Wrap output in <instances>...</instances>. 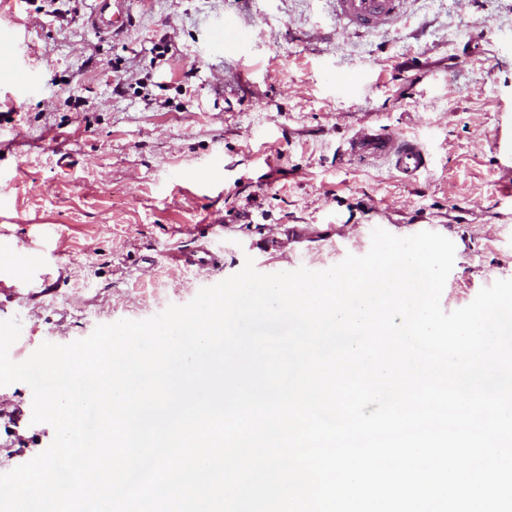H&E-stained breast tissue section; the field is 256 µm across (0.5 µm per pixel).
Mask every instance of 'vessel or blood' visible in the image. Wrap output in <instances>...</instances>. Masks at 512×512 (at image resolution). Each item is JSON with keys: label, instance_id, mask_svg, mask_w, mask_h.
Wrapping results in <instances>:
<instances>
[{"label": "vessel or blood", "instance_id": "vessel-or-blood-1", "mask_svg": "<svg viewBox=\"0 0 512 512\" xmlns=\"http://www.w3.org/2000/svg\"><path fill=\"white\" fill-rule=\"evenodd\" d=\"M337 21L348 29L369 32L396 22L404 13L407 0H329ZM133 0H98V7L90 17V24L99 32L119 35L130 26ZM349 152L360 158L389 160L399 173L414 177L428 170L431 159L417 142L404 140L396 135L366 130L358 132L349 141ZM176 262L183 266L215 269L221 264L219 255L206 248L195 249L191 254H179ZM55 271L43 269L25 281H17L9 269L0 270V295L6 301L20 299L22 290L47 292L56 287Z\"/></svg>", "mask_w": 512, "mask_h": 512}]
</instances>
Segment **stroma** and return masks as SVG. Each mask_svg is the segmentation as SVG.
<instances>
[{"mask_svg":"<svg viewBox=\"0 0 512 512\" xmlns=\"http://www.w3.org/2000/svg\"><path fill=\"white\" fill-rule=\"evenodd\" d=\"M93 7L66 25L46 0H0L40 87L19 97L0 50V267L26 279L67 264L49 294L0 296L27 352L150 318L158 290L186 304L249 258L266 274L328 269L366 254L378 227L454 242L451 308L512 279V29L497 26L512 0H410L370 34L344 29L324 0H135L118 37L91 29ZM238 32L248 55L233 49ZM363 127L423 143L428 171L407 180L345 156ZM203 241L222 249L218 271L170 261ZM0 399L12 469L54 430L32 423L25 383Z\"/></svg>","mask_w":512,"mask_h":512,"instance_id":"obj_1","label":"stroma"}]
</instances>
